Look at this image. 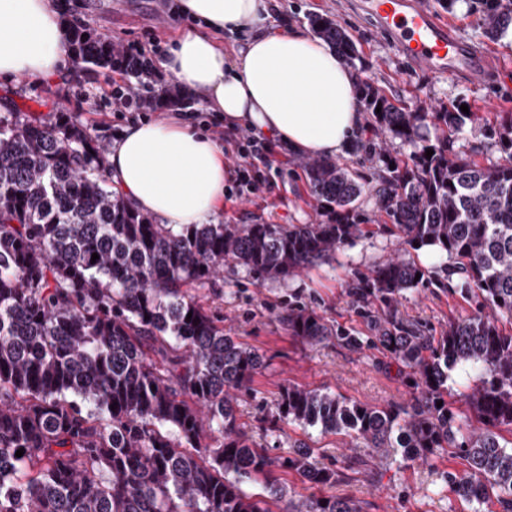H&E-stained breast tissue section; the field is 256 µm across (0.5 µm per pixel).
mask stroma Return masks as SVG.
Returning <instances> with one entry per match:
<instances>
[{
  "mask_svg": "<svg viewBox=\"0 0 512 512\" xmlns=\"http://www.w3.org/2000/svg\"><path fill=\"white\" fill-rule=\"evenodd\" d=\"M456 27L467 43L493 53L497 69L482 78L448 77L416 71L404 65L390 45L378 39L366 23L361 0H277V16L304 26L310 15L336 20L355 38L359 58L357 77L368 80L387 95L413 107L435 112L453 102L466 103L476 112L474 122L451 135L452 149L481 165L500 163L502 154L489 134L506 113H512V36H486L481 0H422ZM68 24L83 26L97 34L127 44L147 42L156 37L167 46L185 18L176 14L178 0H66ZM73 77L62 84L20 77L0 80V113L17 108L51 119L54 113H75L107 146H114L127 121L113 112L112 91L126 87L125 75L82 63H74ZM356 141L372 142L376 151L367 155L349 149L341 164L356 170L368 183L356 206L363 219V234L345 244L329 260L300 271L285 281H256L244 270L225 267L214 285L197 289L206 307L224 322L225 333L256 349L265 357L248 393L237 397L238 422L254 445L273 458L287 455L295 441L305 439L296 426L277 431L266 429L264 415L271 412L281 391L288 385L310 389L328 388L346 398L384 405L407 401L413 389L399 377L397 367L379 348L352 350L330 339L316 345L288 335L278 321L288 306L305 304L313 308L332 328L356 330L369 335L364 318L355 309L349 289L353 281L370 269L394 258L401 248L398 238L385 229V216L377 193V174L385 158L409 160L413 146L382 135L371 123H364ZM294 153L274 143L272 168L268 173L271 191L248 199L225 198L213 216L216 224H313L320 216L304 174ZM420 265L437 273L435 281L405 293L398 306L400 317L414 320L440 335L449 321L471 315L476 303L455 293L456 278L441 271L442 260L414 252ZM314 446L321 463L343 469L340 482L314 488L318 497H346L359 503L362 512H497L496 501L480 508L450 492L446 473L462 470L463 462L454 449L417 461L404 468L389 460L370 459L369 471L348 469L350 459L366 456L367 449L350 447L339 436H315Z\"/></svg>",
  "mask_w": 512,
  "mask_h": 512,
  "instance_id": "35a3bbf8",
  "label": "stroma"
}]
</instances>
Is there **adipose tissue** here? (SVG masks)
Listing matches in <instances>:
<instances>
[{
	"instance_id": "1",
	"label": "adipose tissue",
	"mask_w": 512,
	"mask_h": 512,
	"mask_svg": "<svg viewBox=\"0 0 512 512\" xmlns=\"http://www.w3.org/2000/svg\"><path fill=\"white\" fill-rule=\"evenodd\" d=\"M61 0H0V78L71 77ZM270 0H180L204 23L179 31L161 65L206 94L228 122L276 136L290 151L333 157L362 126L356 75L305 27L271 26ZM243 33L225 54L219 36ZM108 174L141 212L164 224H201L224 202L222 148L171 117L124 128Z\"/></svg>"
}]
</instances>
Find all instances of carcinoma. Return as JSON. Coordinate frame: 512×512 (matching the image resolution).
<instances>
[{"mask_svg": "<svg viewBox=\"0 0 512 512\" xmlns=\"http://www.w3.org/2000/svg\"><path fill=\"white\" fill-rule=\"evenodd\" d=\"M483 13L497 37L512 25V0H483ZM309 23L354 64L357 46L344 28L323 15ZM68 44L83 64L139 81L150 73L87 29L68 28ZM357 95L377 130L414 147L410 162L386 158L378 175L404 254L350 288L374 335L333 329L301 305L280 323L306 342L334 336L353 349H385L416 394L369 405L289 385L268 430L317 428L382 459L398 454L405 467L454 448L466 469L446 475L448 488L512 512V446L501 435L512 433V333L497 324V315L512 316V115L495 131L503 162L483 166L449 147L448 134L475 116L460 104L421 112L366 80ZM429 124L432 140L421 135ZM104 154L68 112L50 122L0 113V512H272L278 503L280 512H361L351 499L290 496L272 476L293 470L313 488L341 472L319 464L306 442L278 458L255 447L236 402L264 357L225 335L190 293L226 262L257 280L285 281L352 241L361 176L330 158L300 164L324 217L316 224H156L109 185ZM429 246L461 275L455 291L479 305L437 337L394 309L430 279L406 256ZM458 367L473 377L454 394L448 380ZM450 397L467 406L470 425L457 422ZM247 482L263 494H247Z\"/></svg>", "mask_w": 512, "mask_h": 512, "instance_id": "cac0c4a2", "label": "carcinoma"}]
</instances>
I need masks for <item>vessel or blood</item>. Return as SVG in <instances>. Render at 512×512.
<instances>
[{
	"instance_id": "obj_1",
	"label": "vessel or blood",
	"mask_w": 512,
	"mask_h": 512,
	"mask_svg": "<svg viewBox=\"0 0 512 512\" xmlns=\"http://www.w3.org/2000/svg\"><path fill=\"white\" fill-rule=\"evenodd\" d=\"M368 13L377 34L413 68L481 77L497 66L490 55L462 41L454 25L421 0H370Z\"/></svg>"
}]
</instances>
